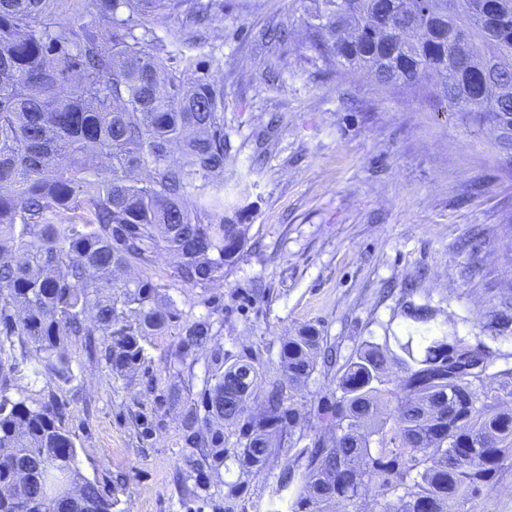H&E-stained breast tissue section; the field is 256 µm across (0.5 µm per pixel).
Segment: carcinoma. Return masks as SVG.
<instances>
[{
    "label": "carcinoma",
    "mask_w": 512,
    "mask_h": 512,
    "mask_svg": "<svg viewBox=\"0 0 512 512\" xmlns=\"http://www.w3.org/2000/svg\"><path fill=\"white\" fill-rule=\"evenodd\" d=\"M301 3L302 71L366 73L440 112H477L512 157V0ZM223 11L224 0H0L1 383L23 364L65 377L77 345L117 376L136 370L146 338L171 322L164 290L207 288L239 259L245 208L224 195V83L150 49L155 17L179 16L193 35ZM293 29L280 21L261 37L284 48ZM163 251L177 261L160 283L147 271ZM130 266L145 276L112 277ZM213 315L181 333L178 360L210 353L182 415L196 450L188 480L230 456L258 475L286 452L276 484L288 512L354 507L370 487L383 512H459L512 456V370L487 389L490 351L445 330L427 305L407 308L406 335L365 341L339 367V395L316 409L324 434L311 437L298 431L294 398L333 365L322 330L283 342L255 412L259 354L225 359ZM384 406L387 430L373 426ZM66 413L52 391L31 402L0 394V512H112V490L78 467ZM226 426L237 432L231 451Z\"/></svg>",
    "instance_id": "1"
}]
</instances>
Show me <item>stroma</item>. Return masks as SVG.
Wrapping results in <instances>:
<instances>
[{
	"label": "stroma",
	"mask_w": 512,
	"mask_h": 512,
	"mask_svg": "<svg viewBox=\"0 0 512 512\" xmlns=\"http://www.w3.org/2000/svg\"><path fill=\"white\" fill-rule=\"evenodd\" d=\"M195 66L224 82V130L231 141L224 189L246 190L245 246L206 288H169L174 318L148 337L145 361L118 377L72 348L69 382L15 374L11 399H66L65 422L87 478L111 488L113 512H224L239 481L227 462L208 477V496L183 503L176 486L190 454L179 391L195 399L208 353L194 357L192 382L176 370L178 330L220 311L226 357L259 354L264 376L278 370L282 342L301 326L321 328L346 360L363 341L401 332L411 305L435 309L493 353L491 372L512 369V162L491 122L472 112H437L406 89L381 92L367 75L303 74L291 52L273 55L257 39L269 22L299 12V0H224ZM506 311L497 327L492 313ZM285 457L249 479L234 512H288L276 490ZM464 512H512V459Z\"/></svg>",
	"instance_id": "1"
}]
</instances>
